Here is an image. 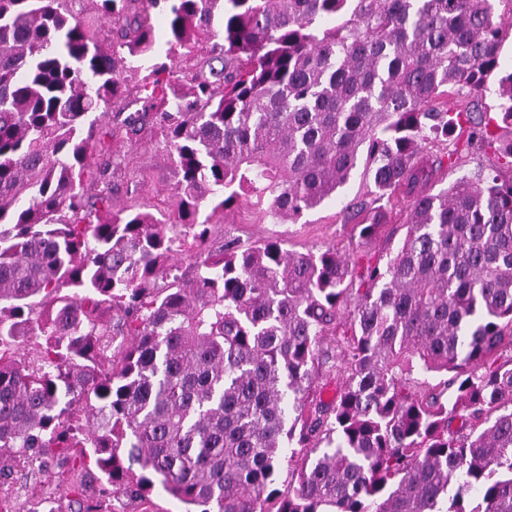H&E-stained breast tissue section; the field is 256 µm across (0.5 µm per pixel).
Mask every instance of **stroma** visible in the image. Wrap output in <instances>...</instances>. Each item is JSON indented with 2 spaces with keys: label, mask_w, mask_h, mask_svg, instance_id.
<instances>
[{
  "label": "stroma",
  "mask_w": 512,
  "mask_h": 512,
  "mask_svg": "<svg viewBox=\"0 0 512 512\" xmlns=\"http://www.w3.org/2000/svg\"><path fill=\"white\" fill-rule=\"evenodd\" d=\"M124 153L122 175L112 197L113 211L137 204L157 218H171L179 175L164 135L157 131L145 136L126 146ZM481 166L507 169L512 167V158L501 155L492 145L480 150L458 146L443 157L435 187L439 190L446 188L458 177ZM366 191L365 181L354 177L336 198L305 212L297 222L286 224L272 223L258 209L240 206L225 213L223 222L216 224L211 243L219 246L235 238L241 245L248 246L277 239L292 251L315 252L332 245L340 255L353 262L385 259L405 235L409 202L401 200L389 223L380 225L371 239L364 240L359 237L354 224L347 222L346 207L363 199Z\"/></svg>",
  "instance_id": "1"
}]
</instances>
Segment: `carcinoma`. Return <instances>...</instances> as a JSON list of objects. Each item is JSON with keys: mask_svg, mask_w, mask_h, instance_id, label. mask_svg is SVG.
<instances>
[{"mask_svg": "<svg viewBox=\"0 0 512 512\" xmlns=\"http://www.w3.org/2000/svg\"><path fill=\"white\" fill-rule=\"evenodd\" d=\"M94 2L110 48L62 0H0V479L71 466L53 512H109L87 477L186 512H512V176L414 196L383 266L212 249L199 220L250 198L296 221L359 172L369 237L431 179L428 145L512 134V71L492 116L436 105L486 91L493 0H145L163 61L132 0ZM200 51L209 73L174 69ZM129 57L151 62L140 111L107 132L91 203L88 116L123 99ZM155 128L168 224L111 208L122 145Z\"/></svg>", "mask_w": 512, "mask_h": 512, "instance_id": "obj_1", "label": "carcinoma"}]
</instances>
